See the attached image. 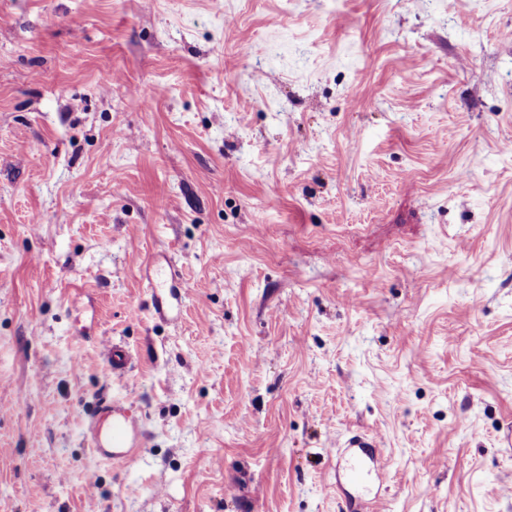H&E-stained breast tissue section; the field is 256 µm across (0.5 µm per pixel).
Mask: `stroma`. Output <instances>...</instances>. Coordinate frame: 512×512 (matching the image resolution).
I'll return each mask as SVG.
<instances>
[{"mask_svg": "<svg viewBox=\"0 0 512 512\" xmlns=\"http://www.w3.org/2000/svg\"><path fill=\"white\" fill-rule=\"evenodd\" d=\"M511 141L512 0H0V512H512ZM136 431L135 419L123 407L112 406L106 425L89 426V445L98 456L107 460L125 458L136 446ZM346 448L362 468L378 480L385 479V465L373 438L355 435L349 439Z\"/></svg>", "mask_w": 512, "mask_h": 512, "instance_id": "stroma-1", "label": "stroma"}]
</instances>
